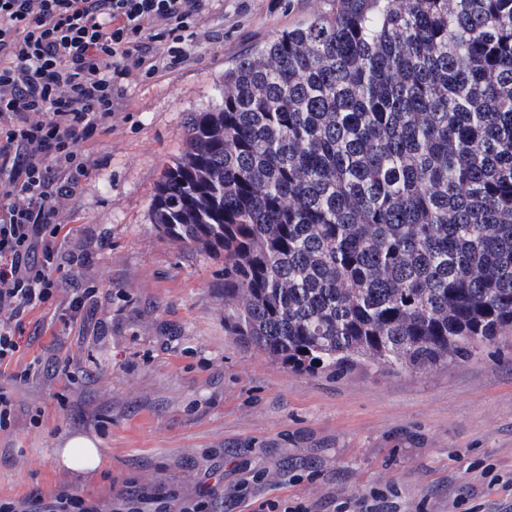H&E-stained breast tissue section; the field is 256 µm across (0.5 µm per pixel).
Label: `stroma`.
Wrapping results in <instances>:
<instances>
[{"mask_svg": "<svg viewBox=\"0 0 512 512\" xmlns=\"http://www.w3.org/2000/svg\"><path fill=\"white\" fill-rule=\"evenodd\" d=\"M318 0H224L199 24L177 68L127 86L112 134L82 150L91 170L69 207L71 287L93 288L84 326L65 324V296L25 321L28 382L0 374L15 404L0 433V498L64 488L107 501L136 483L194 495L224 474L221 512L297 501L310 512L396 486L397 512H451L466 499L500 512L512 479V336L429 371L283 368L224 327V262L160 233L151 203L182 148L189 113L210 106L225 68L308 19ZM83 433L103 453L76 472L55 459ZM493 465L501 484L482 474Z\"/></svg>", "mask_w": 512, "mask_h": 512, "instance_id": "obj_1", "label": "stroma"}]
</instances>
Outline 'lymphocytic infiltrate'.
Returning <instances> with one entry per match:
<instances>
[{
    "label": "lymphocytic infiltrate",
    "mask_w": 512,
    "mask_h": 512,
    "mask_svg": "<svg viewBox=\"0 0 512 512\" xmlns=\"http://www.w3.org/2000/svg\"><path fill=\"white\" fill-rule=\"evenodd\" d=\"M222 0H0V366L24 321L65 289L58 236L90 166L80 151L111 134L124 81L184 62ZM223 476L194 496L118 490L112 512H205ZM0 512H102L94 500H0Z\"/></svg>",
    "instance_id": "f902f5d3"
}]
</instances>
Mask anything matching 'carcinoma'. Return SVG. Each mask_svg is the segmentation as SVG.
<instances>
[{"mask_svg": "<svg viewBox=\"0 0 512 512\" xmlns=\"http://www.w3.org/2000/svg\"><path fill=\"white\" fill-rule=\"evenodd\" d=\"M224 71L152 202L224 324L297 372L512 332V0H322Z\"/></svg>", "mask_w": 512, "mask_h": 512, "instance_id": "cac0c4a2", "label": "carcinoma"}]
</instances>
